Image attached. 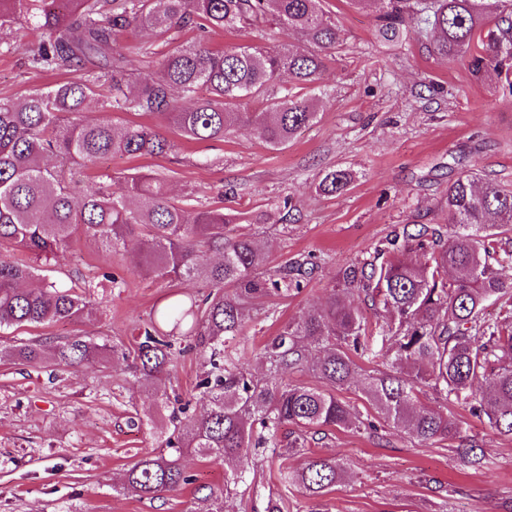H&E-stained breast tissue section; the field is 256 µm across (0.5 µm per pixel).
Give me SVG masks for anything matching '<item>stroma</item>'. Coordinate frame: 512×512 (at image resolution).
<instances>
[{
  "instance_id": "obj_1",
  "label": "stroma",
  "mask_w": 512,
  "mask_h": 512,
  "mask_svg": "<svg viewBox=\"0 0 512 512\" xmlns=\"http://www.w3.org/2000/svg\"><path fill=\"white\" fill-rule=\"evenodd\" d=\"M325 8L341 30V44L320 80L326 96L317 120L286 149L270 150L241 127L221 141L176 139L164 157L99 163L117 177L132 168L160 175L171 195H191L206 205L216 201L219 190L233 188L226 207L250 215L293 199L297 209L286 223L259 224L255 230L272 265L310 259L316 268L300 293L266 299L248 312L235 346L257 375L264 344L291 318L326 304L339 271L372 257L395 228L451 229L452 216L440 200L456 176L455 157L512 184L511 97H502L493 81H476L461 63L429 53L416 32L399 44L382 42L375 8L359 10L349 0H325ZM198 40L229 48L246 38L183 30L162 40L135 29L121 35L118 45L128 72L137 75L156 70L169 44ZM0 43L6 47L0 52V99L16 100L69 80L66 72L30 67L37 33L18 24L0 28ZM329 168L355 173L349 190L316 193L317 176ZM105 264L118 270L125 284L105 293L100 320L22 328L0 335V347L15 340L49 344L77 333L99 344H132L134 326L149 319L168 288L166 281L135 269L131 250L105 251L78 231L46 268L50 277L67 283ZM188 343L185 337L177 340L181 354L169 376L155 384L117 359L57 371L0 360V512H191L197 491L224 490L223 466L195 453L186 454L183 463L196 482L181 491L143 499L113 489L125 469L159 449L156 436L137 423L152 409L156 390L178 393L191 413L206 410L196 387L204 359L188 350ZM420 399L452 415L459 434L421 443L383 421L374 433L328 431L310 448L341 458L347 472L316 499L279 482L280 467L298 466L301 456L284 459L267 448L255 459L254 482L224 491V512H266L272 501L280 512H512V436L431 389ZM472 441L489 467H473L458 456V448Z\"/></svg>"
}]
</instances>
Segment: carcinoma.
I'll use <instances>...</instances> for the list:
<instances>
[{
    "mask_svg": "<svg viewBox=\"0 0 512 512\" xmlns=\"http://www.w3.org/2000/svg\"><path fill=\"white\" fill-rule=\"evenodd\" d=\"M324 0H0V27L24 23L39 35L30 59L46 71L83 70L80 77L35 90L18 101H0V332L64 321H82L102 311L99 289L117 288L122 277L67 286L43 273L42 261L66 247L78 229L109 250L132 248L137 269L169 282L196 280L209 288L198 298L172 293L154 317L134 327L132 350L96 344L74 334L46 348L20 342L0 357L40 366L50 361L76 368L109 356L131 360L145 380L169 372L174 337H194L208 369L197 382L210 408L187 415L180 397L156 396L168 412L160 429L161 450L134 462L118 493L153 499L194 482L183 456L195 452L226 466L227 480L243 481L258 449L291 426L283 455L307 447L308 435L335 428L377 426L364 421L336 396V387L364 376L366 402L409 438L425 442L458 432L450 416L420 401L423 388L487 419L512 436V321L486 318L490 302L512 299V275L496 269L504 260L498 237L512 231V186L483 181L461 171L448 185L445 205L454 216L444 236L425 224L405 225L372 260L342 271L327 304L290 319L263 347L266 374L255 377L231 343L243 335L244 310L266 298L286 299L303 288L302 267L269 266L255 234H228L234 224H264L222 205L168 197L165 180L140 171L122 177L101 172L93 186L84 172L114 156L169 154L175 143L141 118L156 117L187 141L220 140L250 126L272 149H284L318 112L308 93L316 89L327 57L340 43V29ZM378 36L407 37L406 23L431 34L432 53L467 66L478 81L494 80L512 96V0H379ZM274 21L285 34H299L303 50L283 43L213 49L200 42L171 47L156 71L129 75L117 38L130 28L163 37L172 30L261 31ZM288 83L280 84L282 76ZM208 95L197 96L199 89ZM97 100L103 112L134 119L117 126L90 121L84 110ZM264 107L245 112L244 100ZM353 173L329 169L317 183L323 195L349 189ZM30 256L20 260L9 254ZM425 261L416 262L412 253ZM364 293L385 316L378 332L346 296ZM390 362L388 371H367L360 361ZM310 370L311 387L285 381ZM473 467L489 460L475 446L457 449ZM346 473L336 457L312 455L280 471L283 486L317 497ZM194 512H224L223 492L197 498Z\"/></svg>",
    "mask_w": 512,
    "mask_h": 512,
    "instance_id": "obj_1",
    "label": "carcinoma"
}]
</instances>
